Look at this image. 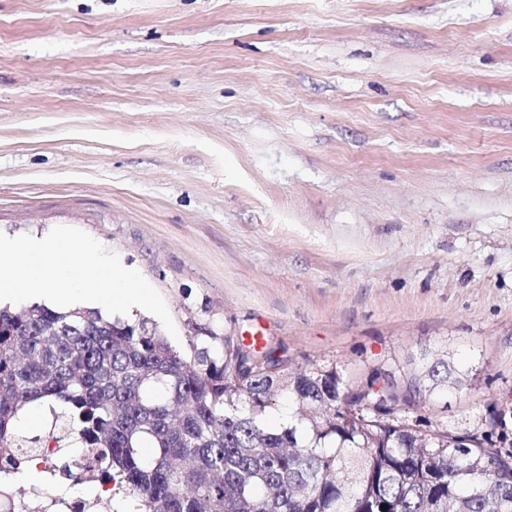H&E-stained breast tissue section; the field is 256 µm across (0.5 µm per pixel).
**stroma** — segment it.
Listing matches in <instances>:
<instances>
[{"label": "stroma", "instance_id": "1", "mask_svg": "<svg viewBox=\"0 0 512 512\" xmlns=\"http://www.w3.org/2000/svg\"><path fill=\"white\" fill-rule=\"evenodd\" d=\"M80 229L193 325L512 449V0H0V232Z\"/></svg>", "mask_w": 512, "mask_h": 512}]
</instances>
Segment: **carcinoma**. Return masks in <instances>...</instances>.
Here are the masks:
<instances>
[{
  "instance_id": "obj_1",
  "label": "carcinoma",
  "mask_w": 512,
  "mask_h": 512,
  "mask_svg": "<svg viewBox=\"0 0 512 512\" xmlns=\"http://www.w3.org/2000/svg\"><path fill=\"white\" fill-rule=\"evenodd\" d=\"M193 330L185 355L145 318L0 307V473L67 452L62 479L113 483L142 512H512V449L400 416L465 385L448 353L356 386L337 365ZM30 405L50 411L39 431L19 423Z\"/></svg>"
}]
</instances>
